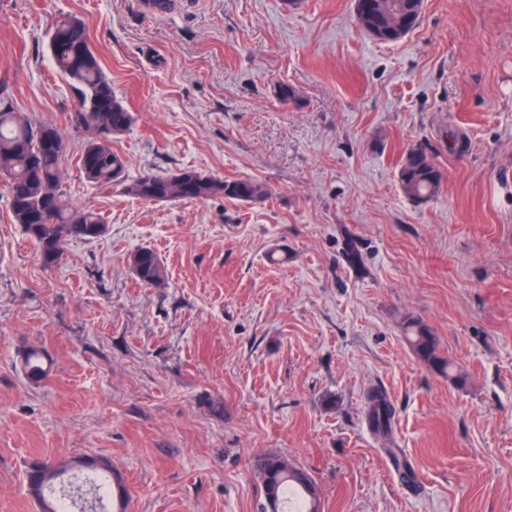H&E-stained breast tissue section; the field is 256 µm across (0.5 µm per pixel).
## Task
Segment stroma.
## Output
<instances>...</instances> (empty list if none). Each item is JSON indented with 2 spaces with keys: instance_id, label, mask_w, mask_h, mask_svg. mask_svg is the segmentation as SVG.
<instances>
[{
  "instance_id": "35a3bbf8",
  "label": "stroma",
  "mask_w": 512,
  "mask_h": 512,
  "mask_svg": "<svg viewBox=\"0 0 512 512\" xmlns=\"http://www.w3.org/2000/svg\"><path fill=\"white\" fill-rule=\"evenodd\" d=\"M66 17L134 117L112 140L130 177L193 168L269 197L89 182L48 47ZM0 94L59 129L68 199L107 227L44 266L0 183V512H39L31 463L78 460L111 468L108 512H259L265 453L313 474L321 512H512V0H423L394 43L355 0H0ZM417 146L445 173L421 204L398 183ZM141 247L163 284L127 267ZM411 316L463 383L418 359ZM127 265L132 274L146 285H160L167 275L164 264L148 248L131 251L127 256ZM367 401V419L370 428L379 435L388 436L395 418V411L386 393L380 389H373L369 392Z\"/></svg>"
}]
</instances>
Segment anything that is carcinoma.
I'll list each match as a JSON object with an SVG mask.
<instances>
[{
    "mask_svg": "<svg viewBox=\"0 0 512 512\" xmlns=\"http://www.w3.org/2000/svg\"><path fill=\"white\" fill-rule=\"evenodd\" d=\"M421 9L422 0H355L358 23L374 29V39L384 43L397 42L406 36L416 26ZM389 12L401 17L400 28H388ZM49 48L56 68L69 79L78 96L79 106L71 116V123L85 136L80 162L90 182L101 186L119 182L124 184L128 195L150 202L214 197L254 202L268 197L269 190L262 183L249 179L225 180L192 168L145 172L128 178L127 162L112 149V137L130 128L133 115L103 74L98 58L90 49L83 23L75 18L57 23ZM66 153L65 139L54 126L33 123L0 100V175L6 178L11 217L34 243L47 266L60 263L71 239H95L107 231L100 214L76 208L65 197L62 164ZM443 178L442 170L421 146L410 149L401 160L400 188L413 202L435 197L442 188ZM127 265L146 285H160L165 280L164 264L148 248L131 251ZM405 334L410 347L427 367L453 382L464 383L454 362L440 353L437 337L423 320L408 318ZM24 371L35 381L47 375L40 351L33 349L25 355ZM367 401L370 428L384 437L389 435L395 411L386 393L373 389ZM256 469L263 487L270 488L272 495V502L266 503L261 512H267L271 506L279 512H291L288 502L293 494L302 501L301 512H319V497L315 496L317 483L307 470L278 454L258 456ZM45 472L46 466H33L31 489L43 501L46 512H65L63 504L46 500L45 495L56 498L58 494L48 491Z\"/></svg>",
    "mask_w": 512,
    "mask_h": 512,
    "instance_id": "obj_1",
    "label": "carcinoma"
}]
</instances>
